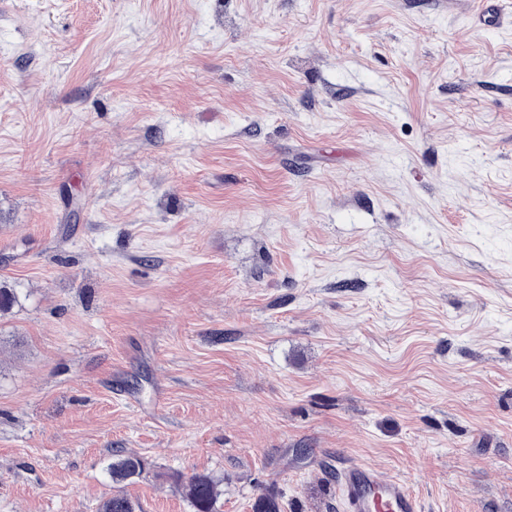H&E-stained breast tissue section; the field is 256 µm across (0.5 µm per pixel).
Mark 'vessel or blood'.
Wrapping results in <instances>:
<instances>
[{
  "instance_id": "b4317fda",
  "label": "vessel or blood",
  "mask_w": 512,
  "mask_h": 512,
  "mask_svg": "<svg viewBox=\"0 0 512 512\" xmlns=\"http://www.w3.org/2000/svg\"><path fill=\"white\" fill-rule=\"evenodd\" d=\"M343 512H425L419 497L400 477L378 468L349 462L339 471Z\"/></svg>"
}]
</instances>
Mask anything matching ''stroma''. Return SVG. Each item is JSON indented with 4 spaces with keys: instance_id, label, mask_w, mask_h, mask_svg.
<instances>
[{
    "instance_id": "stroma-1",
    "label": "stroma",
    "mask_w": 512,
    "mask_h": 512,
    "mask_svg": "<svg viewBox=\"0 0 512 512\" xmlns=\"http://www.w3.org/2000/svg\"><path fill=\"white\" fill-rule=\"evenodd\" d=\"M0 0V512H512V0ZM146 467L145 460L123 450L112 454V462L106 468L112 482V494L100 506V512H136L135 504L123 492L125 484L134 483ZM338 489L343 512H425L403 478L387 476L370 464H344ZM168 479L181 487L192 512H218V502L222 495L219 481L205 474L194 475L183 480L178 473L167 475Z\"/></svg>"
}]
</instances>
